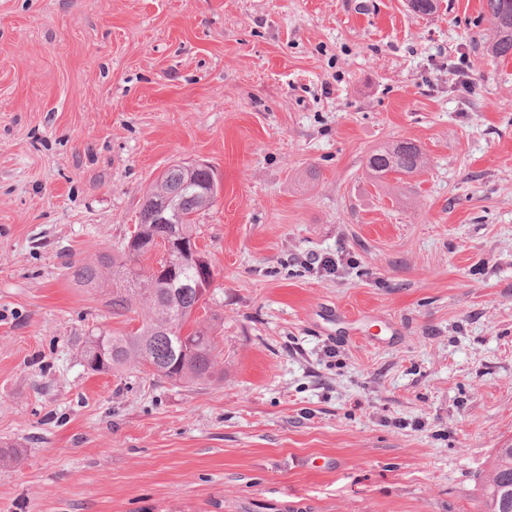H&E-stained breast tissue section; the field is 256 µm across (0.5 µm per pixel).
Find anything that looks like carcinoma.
I'll use <instances>...</instances> for the list:
<instances>
[{
	"label": "carcinoma",
	"mask_w": 512,
	"mask_h": 512,
	"mask_svg": "<svg viewBox=\"0 0 512 512\" xmlns=\"http://www.w3.org/2000/svg\"><path fill=\"white\" fill-rule=\"evenodd\" d=\"M412 13L424 17L438 9L437 0H407ZM493 38L490 52L497 58L512 57V0H483ZM425 164L420 148L408 140L385 144L367 158V171L383 181L418 172ZM211 176L203 168L179 163L169 166L141 204L139 224L130 240L135 251L123 248L102 253L94 263H66L67 275L82 287L106 283L105 306L115 317L142 312L141 325L114 336L100 332L85 337L81 356L90 373L108 374L138 367L172 384L199 385L217 375V339L197 325L194 312L205 307L193 288L184 284L209 273L211 264L197 247V215L213 206L207 198ZM174 235L195 259L161 273L138 266L141 257L165 244ZM512 485V447L495 452L491 479L484 489V512H512V498L501 487Z\"/></svg>",
	"instance_id": "1"
}]
</instances>
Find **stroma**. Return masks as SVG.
<instances>
[{
    "label": "stroma",
    "mask_w": 512,
    "mask_h": 512,
    "mask_svg": "<svg viewBox=\"0 0 512 512\" xmlns=\"http://www.w3.org/2000/svg\"><path fill=\"white\" fill-rule=\"evenodd\" d=\"M491 36L482 0H0V512H482L512 444ZM403 139L424 170L371 178ZM198 160L220 374H88L78 341L129 325L65 262Z\"/></svg>",
    "instance_id": "stroma-1"
}]
</instances>
